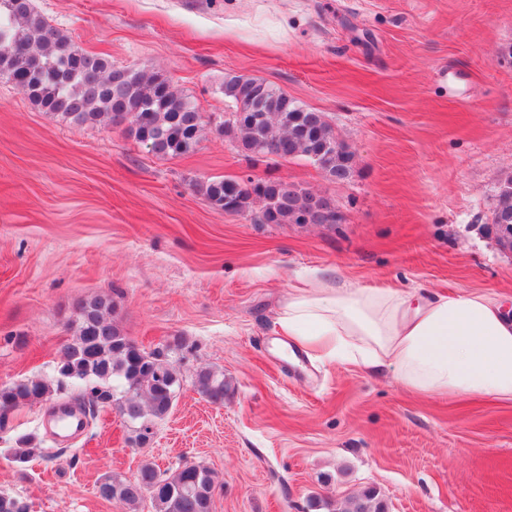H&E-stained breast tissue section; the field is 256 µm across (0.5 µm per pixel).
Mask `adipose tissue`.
Listing matches in <instances>:
<instances>
[{
  "label": "adipose tissue",
  "instance_id": "obj_1",
  "mask_svg": "<svg viewBox=\"0 0 512 512\" xmlns=\"http://www.w3.org/2000/svg\"><path fill=\"white\" fill-rule=\"evenodd\" d=\"M277 326L306 354L392 370L418 394L512 401V309L484 293L319 279L289 291Z\"/></svg>",
  "mask_w": 512,
  "mask_h": 512
}]
</instances>
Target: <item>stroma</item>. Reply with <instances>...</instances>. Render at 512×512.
I'll use <instances>...</instances> for the list:
<instances>
[{
  "instance_id": "obj_1",
  "label": "stroma",
  "mask_w": 512,
  "mask_h": 512,
  "mask_svg": "<svg viewBox=\"0 0 512 512\" xmlns=\"http://www.w3.org/2000/svg\"><path fill=\"white\" fill-rule=\"evenodd\" d=\"M82 49L170 78L212 122L159 158L112 124L75 125L0 79V384L55 381L77 303L114 301L139 345L169 349L173 408L138 447L116 407L63 443L50 400L0 420V490L31 512H127L97 493L143 462L215 477L212 512H512V402L424 397L388 374L282 356L277 315L317 271L358 287L512 299L492 225L512 172V0H34ZM228 73L324 113L354 155L330 180L304 159H251L215 130ZM280 178L335 200L331 225L258 224L207 183ZM223 373V406L195 387ZM32 433L54 452L18 469Z\"/></svg>"
}]
</instances>
